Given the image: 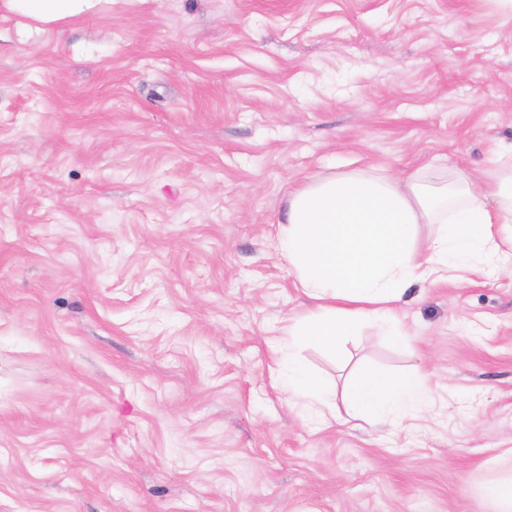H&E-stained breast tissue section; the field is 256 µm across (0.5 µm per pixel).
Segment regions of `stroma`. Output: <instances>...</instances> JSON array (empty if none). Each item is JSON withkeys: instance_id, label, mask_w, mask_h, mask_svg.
<instances>
[{"instance_id": "stroma-1", "label": "stroma", "mask_w": 512, "mask_h": 512, "mask_svg": "<svg viewBox=\"0 0 512 512\" xmlns=\"http://www.w3.org/2000/svg\"><path fill=\"white\" fill-rule=\"evenodd\" d=\"M512 144V0H0V512H495L512 473V262L410 290L343 387L419 371L409 427L288 397L309 306L288 192ZM28 2V12L37 19L54 20L64 17L68 13V5L73 1H88L92 5V0H23ZM486 492L495 502L497 512L512 511V476L489 484Z\"/></svg>"}]
</instances>
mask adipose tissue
I'll return each mask as SVG.
<instances>
[{"label": "adipose tissue", "instance_id": "1", "mask_svg": "<svg viewBox=\"0 0 512 512\" xmlns=\"http://www.w3.org/2000/svg\"><path fill=\"white\" fill-rule=\"evenodd\" d=\"M437 230L422 236L421 227ZM278 245L312 308L286 322L289 343L336 352L365 322L396 340L406 333L397 305L413 286L493 273L512 258V169L497 163L471 175L455 168L400 178L377 168L334 173L289 193L277 225ZM289 396L326 402L327 383L295 353L280 355ZM430 397L418 372L389 376L366 369L346 386L349 412L378 425L414 420Z\"/></svg>", "mask_w": 512, "mask_h": 512}]
</instances>
